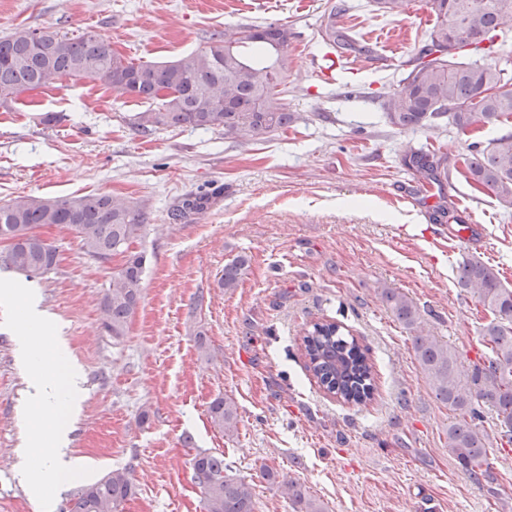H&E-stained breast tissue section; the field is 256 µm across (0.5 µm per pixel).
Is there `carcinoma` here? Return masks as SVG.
I'll return each mask as SVG.
<instances>
[{
  "mask_svg": "<svg viewBox=\"0 0 512 512\" xmlns=\"http://www.w3.org/2000/svg\"><path fill=\"white\" fill-rule=\"evenodd\" d=\"M409 0H372L374 11L399 17ZM435 23L425 45L398 88L383 104L388 124L398 130L440 127L448 118L460 131L493 126L512 119V77L498 68L495 54L512 52L496 45L503 29L512 28V0H427ZM350 7L331 6L323 37L331 46L352 49L350 30L336 27V15ZM292 32L286 25L245 26L226 30L208 45L166 63H134L112 45L86 32L69 37L52 31L17 30L0 37V101L25 90L44 87L59 78L100 80L147 103L158 104L134 116V127L149 134L160 127L184 126L224 129V135L257 137L284 130L298 120L282 103L286 50ZM470 48L434 56L433 48H447L448 39ZM488 84L499 94L485 95ZM463 158L468 179L505 209H512V133L488 141H474ZM405 164L429 185L442 187L457 164L436 150H411ZM209 197L184 200L174 216L201 213ZM63 225L79 240L89 258L102 261L127 254L112 273L100 313L114 338L126 334L142 299L145 255L128 253L145 229L141 209L107 194L74 197L17 196L0 203V241L8 251L0 256L10 268L27 276L44 275L58 263L56 248L37 234L41 225ZM243 256L224 266L220 287H237ZM458 287L472 293L493 314L481 336L487 353L464 363L458 352L435 336L422 334L416 303L398 289L383 288V303L406 329L414 333L413 349L421 372L436 399L448 406V455L474 483L493 495L495 477L488 462L490 435L482 421L485 411L496 414L500 439L512 444V288L481 257L465 258L456 270ZM306 370L323 393L343 404L361 406L377 390L369 348L348 326L335 320L311 323L299 337ZM210 418L224 434L237 430V407L227 398L211 402ZM194 483L200 488L206 512H255L252 488L233 474L224 455L198 450L191 459ZM267 481L287 489L294 512H325L318 500L306 496L297 483L268 470ZM130 471L113 470L80 489L69 512H119L133 495Z\"/></svg>",
  "mask_w": 512,
  "mask_h": 512,
  "instance_id": "obj_1",
  "label": "carcinoma"
}]
</instances>
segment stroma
Here are the masks:
<instances>
[{
    "label": "stroma",
    "mask_w": 512,
    "mask_h": 512,
    "mask_svg": "<svg viewBox=\"0 0 512 512\" xmlns=\"http://www.w3.org/2000/svg\"><path fill=\"white\" fill-rule=\"evenodd\" d=\"M334 2L272 0L259 11L246 0H0V36L89 32L137 63L178 59L228 28L285 24L294 33L283 102L301 119L270 135L189 127L144 135L133 119L145 103L88 78L0 103V202L109 194L140 207L146 222L133 245L147 256L143 297L119 339L103 327L100 304L121 257L92 260L71 232L45 226L55 270L28 278L0 262V278L38 296L83 375L68 456L92 474L58 490L53 512L122 468L134 484L123 512H205L190 465L199 449L223 454L251 483L256 512H292L262 478L265 467L326 512H512V449L488 457L498 495L457 468L451 415L418 368L411 332L378 295L406 293L433 336L477 360L492 316L455 279L475 251L429 243L422 231L447 199L483 237L475 253L512 288V212L457 174L444 196L429 195L403 163L425 144L460 159L471 135L449 124L399 132L385 120L384 94L410 71L434 23L426 0H410L399 19L348 0L339 23L358 46L347 52L322 37ZM384 38L399 48L388 66L376 62ZM201 194L207 210L173 219L184 198ZM239 256L247 265L237 288H220L225 264ZM323 318L369 348L377 391L368 404L326 397L305 370L298 339ZM26 389L14 334L0 325V512H41L19 474ZM219 396L237 407L230 436L209 417Z\"/></svg>",
    "instance_id": "stroma-1"
}]
</instances>
